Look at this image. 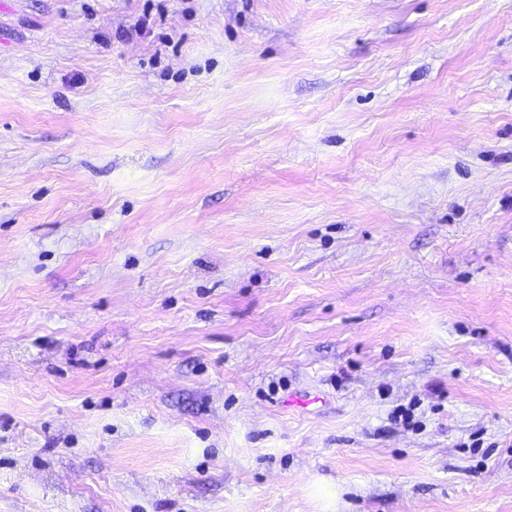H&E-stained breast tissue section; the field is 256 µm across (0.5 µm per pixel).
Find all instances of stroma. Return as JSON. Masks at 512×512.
Listing matches in <instances>:
<instances>
[{"label":"stroma","instance_id":"obj_1","mask_svg":"<svg viewBox=\"0 0 512 512\" xmlns=\"http://www.w3.org/2000/svg\"><path fill=\"white\" fill-rule=\"evenodd\" d=\"M0 512H512V0H0Z\"/></svg>","mask_w":512,"mask_h":512}]
</instances>
